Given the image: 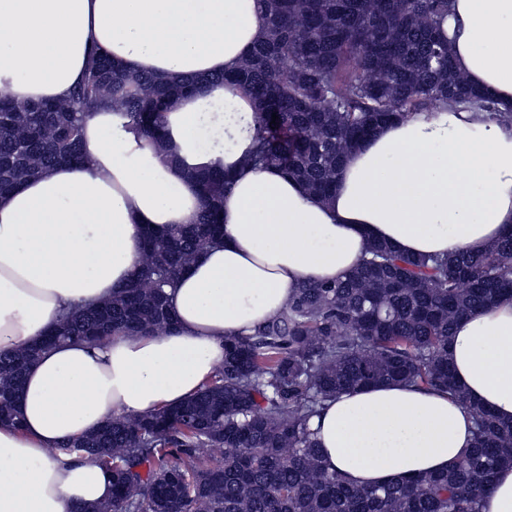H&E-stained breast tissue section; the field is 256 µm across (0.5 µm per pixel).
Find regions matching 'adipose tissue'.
Returning <instances> with one entry per match:
<instances>
[{
    "label": "adipose tissue",
    "mask_w": 512,
    "mask_h": 512,
    "mask_svg": "<svg viewBox=\"0 0 512 512\" xmlns=\"http://www.w3.org/2000/svg\"><path fill=\"white\" fill-rule=\"evenodd\" d=\"M452 5L455 67L492 94L495 112L444 104L383 125L347 155L323 202L251 162L255 104L219 80L263 33L260 0H0V91L13 101L70 100L95 46L131 74L204 80L165 112L164 146L103 106L85 118L81 165H55L0 197V352L123 291L146 232L196 222V171L233 178L223 241L169 295L171 330L59 345L28 368L23 427L0 425V512L110 500L111 474L56 455L57 444L193 396L223 366L226 339L253 333L301 283L353 269L371 241L478 254L512 226V124L500 118L512 110V0ZM450 354L467 402L403 384L341 394L310 422L325 465L362 487L440 472L473 443L469 403L512 421V298L460 318Z\"/></svg>",
    "instance_id": "1"
}]
</instances>
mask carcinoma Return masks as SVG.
<instances>
[{
    "label": "carcinoma",
    "instance_id": "cac0c4a2",
    "mask_svg": "<svg viewBox=\"0 0 512 512\" xmlns=\"http://www.w3.org/2000/svg\"><path fill=\"white\" fill-rule=\"evenodd\" d=\"M267 24L250 54L219 77L255 105L251 160L276 166L326 200L345 155L382 124L457 103L492 108L451 61L440 24L451 0H260ZM201 78L131 75L94 51L66 103L16 104L0 93V194L81 160L85 116L108 104L162 141L171 101ZM278 119H272V116ZM197 223L144 238V257L112 300L68 315L49 337L0 355V424L20 427L25 370L58 343L97 344L115 329L165 332L167 289L224 237L222 168L197 175ZM512 294V230L482 254L411 257L379 241L331 284L304 283L250 336L225 341L223 367L194 397L114 418L56 454L112 473V500L79 512H481L498 467L512 464V422L471 402L449 361L455 321ZM399 382L468 405L475 444L448 470L381 487L349 485L323 465L309 428L350 388ZM208 448L218 458L200 455Z\"/></svg>",
    "mask_w": 512,
    "mask_h": 512
}]
</instances>
